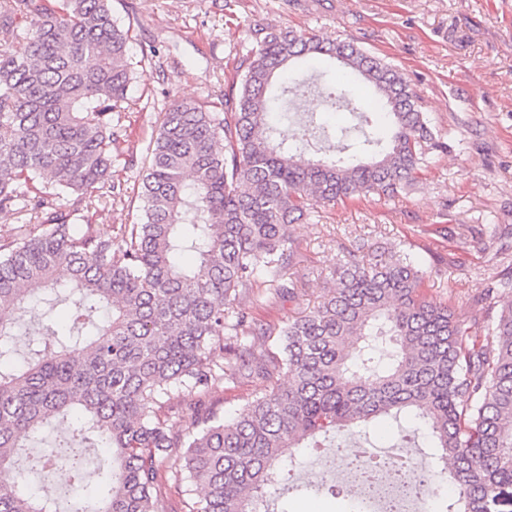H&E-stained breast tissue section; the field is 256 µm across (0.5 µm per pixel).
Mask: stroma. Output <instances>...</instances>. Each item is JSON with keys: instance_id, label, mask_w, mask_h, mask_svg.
Returning <instances> with one entry per match:
<instances>
[{"instance_id": "35a3bbf8", "label": "stroma", "mask_w": 512, "mask_h": 512, "mask_svg": "<svg viewBox=\"0 0 512 512\" xmlns=\"http://www.w3.org/2000/svg\"><path fill=\"white\" fill-rule=\"evenodd\" d=\"M112 15L130 31V54L141 62L117 115L123 149L133 168L117 172L123 186L112 206L88 215L103 233L135 222L142 200L138 173L144 146L172 101L204 97L231 80L238 57L252 44L253 29H305L323 39H350L408 77L434 133L446 151L431 153L417 181L392 199L369 197L319 208L310 220L292 225L294 256L283 270L296 282L294 297L271 294L264 281L240 292L239 307L268 328L254 337L255 355L280 358V330L320 301L331 286L339 259L355 247L371 258L397 251L423 271L422 296L447 305L468 334L487 332L507 296L488 309L475 300L494 281L512 276V0H110ZM156 47L157 56L142 51ZM242 376L219 384L209 406L231 419L263 389ZM413 447L401 448L393 422L367 426L357 447L385 452L402 449L424 471L433 493L422 512H442L456 489L448 470L428 464L424 430ZM333 448H296L279 485L284 493L269 512H356L344 485L315 489L319 477L333 479L326 465ZM180 450L161 469L164 512H190L188 481H175Z\"/></svg>"}]
</instances>
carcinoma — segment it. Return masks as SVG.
I'll use <instances>...</instances> for the list:
<instances>
[{
	"instance_id": "obj_1",
	"label": "carcinoma",
	"mask_w": 512,
	"mask_h": 512,
	"mask_svg": "<svg viewBox=\"0 0 512 512\" xmlns=\"http://www.w3.org/2000/svg\"><path fill=\"white\" fill-rule=\"evenodd\" d=\"M128 43L110 0H0V211L22 224L0 253V512H57L30 475L66 470L82 484L86 448L98 443L110 458L71 512H159V466L175 448L198 491L192 512H260L284 449L406 416L458 486L443 512H512V303L473 338L448 307L422 299V274L401 254L373 263L348 252L318 305L280 332L287 384L234 419L196 402V431L173 434L150 416L174 391L237 374L211 352L255 331L235 301L257 275L295 293L281 278L292 224L316 205L397 196L444 143L392 64L350 42L258 28L229 89L164 112L146 146L138 222L103 237L80 221L112 205L111 193L92 191L115 190L123 149L112 112L133 79ZM315 55L373 89V103L347 91L346 106L369 125L387 114V136L317 161L303 158L309 129L280 136L272 102L304 82L279 80ZM184 251L194 265L179 263ZM60 269L72 307L57 340H30L32 358L16 369L9 311L54 287ZM100 310L108 318H93ZM69 416L59 448L20 467L26 441Z\"/></svg>"
}]
</instances>
